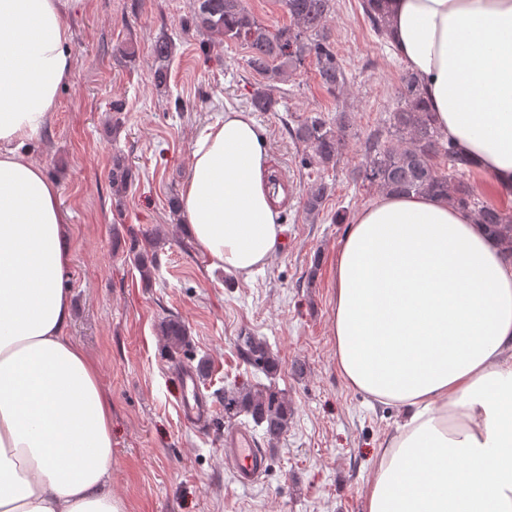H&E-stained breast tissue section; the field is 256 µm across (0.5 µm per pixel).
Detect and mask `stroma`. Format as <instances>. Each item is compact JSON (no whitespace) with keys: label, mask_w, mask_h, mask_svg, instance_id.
Returning a JSON list of instances; mask_svg holds the SVG:
<instances>
[{"label":"stroma","mask_w":512,"mask_h":512,"mask_svg":"<svg viewBox=\"0 0 512 512\" xmlns=\"http://www.w3.org/2000/svg\"><path fill=\"white\" fill-rule=\"evenodd\" d=\"M360 2L334 0L327 22L347 75L343 95L328 94L308 63L280 83L286 107L255 115L285 192L288 233L245 281L196 248L169 199L188 176L201 129L226 107L249 109L262 79L248 70L246 49L185 28L193 0H62L75 69L50 123L26 149L71 214L67 333L97 361L112 401L113 479L129 512H366L363 488L402 413L369 403L339 371L329 327L332 267L349 221L378 193L352 172L364 160L366 136L395 105L403 67ZM163 36L173 55L160 87L153 48ZM122 46L134 47V56H121ZM342 109L352 115L351 135L335 168L319 172L291 131L311 113ZM116 158L133 172L120 198L112 191ZM320 178L333 189L311 219L302 194ZM136 247L157 260L151 281L134 263ZM171 317L188 329L189 344L177 352L160 334ZM242 336L268 345L279 362L275 375L247 363ZM201 362L212 407L202 430L180 417L178 376ZM234 385L272 388L292 409L276 441L239 418L267 456L261 479L247 489L224 462V390Z\"/></svg>","instance_id":"35a3bbf8"}]
</instances>
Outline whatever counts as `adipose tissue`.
<instances>
[{
  "mask_svg": "<svg viewBox=\"0 0 512 512\" xmlns=\"http://www.w3.org/2000/svg\"><path fill=\"white\" fill-rule=\"evenodd\" d=\"M388 35L440 132L512 199V0H386ZM60 0H0V512H127L112 403L67 328L70 214L26 143L74 58ZM269 146L229 109L194 142L181 192L194 243L250 279L287 227ZM330 332L347 382L403 422L366 512H512V261L466 209L381 194L334 265Z\"/></svg>",
  "mask_w": 512,
  "mask_h": 512,
  "instance_id": "1",
  "label": "adipose tissue"
}]
</instances>
